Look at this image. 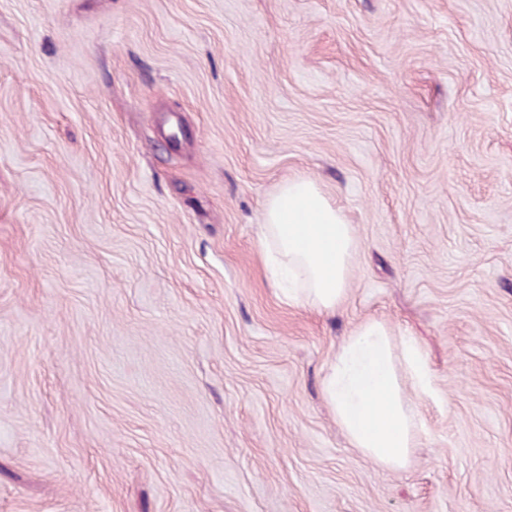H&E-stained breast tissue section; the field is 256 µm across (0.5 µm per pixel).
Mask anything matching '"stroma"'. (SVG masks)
Returning <instances> with one entry per match:
<instances>
[{
    "instance_id": "stroma-1",
    "label": "stroma",
    "mask_w": 512,
    "mask_h": 512,
    "mask_svg": "<svg viewBox=\"0 0 512 512\" xmlns=\"http://www.w3.org/2000/svg\"><path fill=\"white\" fill-rule=\"evenodd\" d=\"M299 176L329 315L264 268ZM369 318L436 389L399 472L321 391ZM0 512H512V0H0ZM258 237L284 303L329 314L345 301L358 241L314 180H288L267 200Z\"/></svg>"
}]
</instances>
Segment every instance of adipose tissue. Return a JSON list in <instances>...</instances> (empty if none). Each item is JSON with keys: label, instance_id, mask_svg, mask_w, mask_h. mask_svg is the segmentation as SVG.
<instances>
[{"label": "adipose tissue", "instance_id": "obj_1", "mask_svg": "<svg viewBox=\"0 0 512 512\" xmlns=\"http://www.w3.org/2000/svg\"><path fill=\"white\" fill-rule=\"evenodd\" d=\"M258 237L284 303L329 314L345 301L358 241L314 180H289L267 200ZM321 390L351 447L392 471L409 465L421 431L416 401L436 393L412 340L395 344L385 322H361L328 362Z\"/></svg>", "mask_w": 512, "mask_h": 512}]
</instances>
